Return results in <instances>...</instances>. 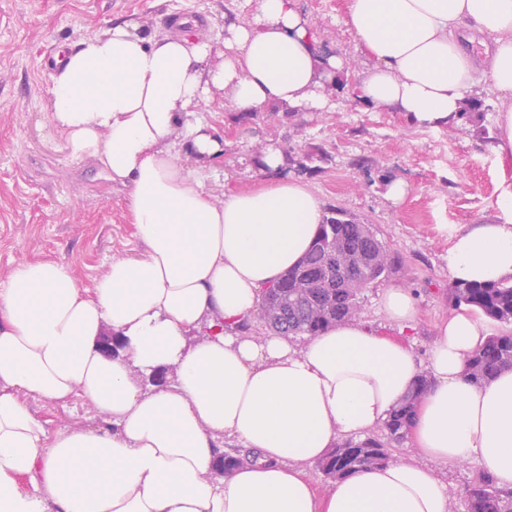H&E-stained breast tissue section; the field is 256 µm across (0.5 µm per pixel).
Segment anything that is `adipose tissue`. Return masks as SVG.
I'll return each mask as SVG.
<instances>
[{"label": "adipose tissue", "instance_id": "1", "mask_svg": "<svg viewBox=\"0 0 512 512\" xmlns=\"http://www.w3.org/2000/svg\"><path fill=\"white\" fill-rule=\"evenodd\" d=\"M345 23L369 60L361 103L438 128L458 123L485 81L501 100L492 150L512 157V0H349ZM344 69L297 0H257L225 24L217 62L208 41L147 38L125 20L65 54L52 121L75 157L129 187L147 252L112 261L88 287L54 261L18 265L0 282V512H448L440 468L474 458L512 489V370L469 382L466 359L489 334L469 309L436 329L432 379L408 429L418 459L357 470L324 495L306 466L386 420L419 375L410 340L359 320L300 345L239 330L263 288L305 254L324 203L280 176L271 149L261 158L271 182L214 204L176 155L205 159L219 142L203 125L172 134L213 88L239 112L323 110ZM497 206L498 222L452 231V282L512 283L510 177ZM107 329L123 343L112 357L99 350ZM165 367L175 382L152 384ZM77 395L109 429L52 436L28 405ZM227 437L250 456L216 477Z\"/></svg>", "mask_w": 512, "mask_h": 512}]
</instances>
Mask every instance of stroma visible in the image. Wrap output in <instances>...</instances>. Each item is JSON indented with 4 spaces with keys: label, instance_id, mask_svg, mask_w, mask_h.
I'll list each match as a JSON object with an SVG mask.
<instances>
[{
    "label": "stroma",
    "instance_id": "1",
    "mask_svg": "<svg viewBox=\"0 0 512 512\" xmlns=\"http://www.w3.org/2000/svg\"><path fill=\"white\" fill-rule=\"evenodd\" d=\"M348 0H299L302 17L314 25L327 51L350 63L340 89L321 112L278 107L240 118L222 90H212L182 123L208 124L222 145L207 170L183 152L178 162L202 175L215 204L227 194L260 188L271 180L258 166L257 149H288L283 171L308 183L326 207L343 209L369 225L398 258L397 270L365 291L360 318L398 336L382 309L390 287L411 289L417 315L409 336L420 371L429 369L437 324L454 310L448 296V246L452 229L496 221L501 174L512 160L491 152L501 101L485 83L479 118L437 129L415 126L402 113L357 101L351 87L366 67L356 36L344 22ZM257 0H0V280L20 264L53 260L70 265L84 286L117 258L144 256L123 187L109 181L89 159L74 157L51 119L55 71L44 58L73 49L107 32L114 19L131 22L144 35L170 33V14L198 21L194 36L213 54L224 51V25L255 11ZM323 148L308 156L309 146ZM404 183L405 196L388 190ZM33 414L49 433L96 429L103 419L82 396L65 404L33 398Z\"/></svg>",
    "mask_w": 512,
    "mask_h": 512
}]
</instances>
